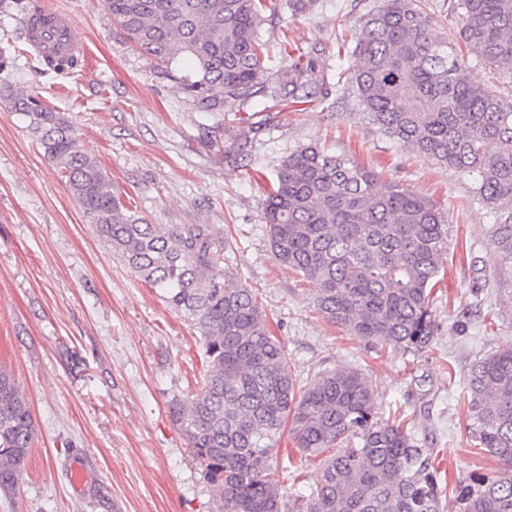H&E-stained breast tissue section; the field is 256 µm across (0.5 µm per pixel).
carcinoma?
I'll list each match as a JSON object with an SVG mask.
<instances>
[{
	"mask_svg": "<svg viewBox=\"0 0 512 512\" xmlns=\"http://www.w3.org/2000/svg\"><path fill=\"white\" fill-rule=\"evenodd\" d=\"M112 22L199 112L258 98H327L319 49H283L266 67L264 0H105ZM460 42L441 37L418 0H381L350 37L355 65L336 75L389 138L463 176L493 216L500 257L492 282L512 306V0H457ZM491 82L467 76L470 62ZM0 104L59 168L85 220L136 276L199 332L202 385L169 403L219 498V512H446L434 449L406 420L375 415L372 381L338 368L303 384L271 334L252 289L224 271L226 244L207 224H149L112 189L73 122L43 98L5 86ZM263 219L278 263L318 285L329 323L392 350L419 352L435 335L433 288L448 259L449 225L430 199L316 144L285 156ZM472 437L500 465L459 486L451 512H512V345L476 358L465 377ZM319 461L309 495L286 505L276 447L285 428ZM37 439L30 406L0 366V493L13 491Z\"/></svg>",
	"mask_w": 512,
	"mask_h": 512,
	"instance_id": "cac0c4a2",
	"label": "carcinoma"
}]
</instances>
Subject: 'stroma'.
<instances>
[{
	"label": "stroma",
	"instance_id": "obj_1",
	"mask_svg": "<svg viewBox=\"0 0 512 512\" xmlns=\"http://www.w3.org/2000/svg\"><path fill=\"white\" fill-rule=\"evenodd\" d=\"M40 2L72 14L85 67L43 73L25 51L21 5L11 0L0 8V50L23 54L16 68L0 71V86L49 98L148 223L207 224L226 238L227 272L256 293L300 379L339 367L368 370L379 416L402 408L420 445L437 449L445 497L498 474L469 433L464 380L476 356L512 343V312L496 289L475 288L499 258L488 237L493 218L472 202L471 179L383 135L350 90L320 103L264 99L270 121L240 148L236 106L221 115L196 111L124 40L103 0ZM379 2L316 0L310 13L293 17L286 0H267L261 34L274 59L283 39L317 45L332 82L354 63L338 53V40ZM310 142L428 197L449 224L427 351L384 349L329 324L315 309V283L274 258L263 199L281 159ZM0 364L25 390L38 431L15 492L0 494V512H217L213 487L168 413L169 402L203 378L198 332L108 249L58 169L2 108ZM277 457L283 497L309 493L317 461L286 435ZM76 462L85 465L78 487L70 482Z\"/></svg>",
	"mask_w": 512,
	"mask_h": 512
}]
</instances>
